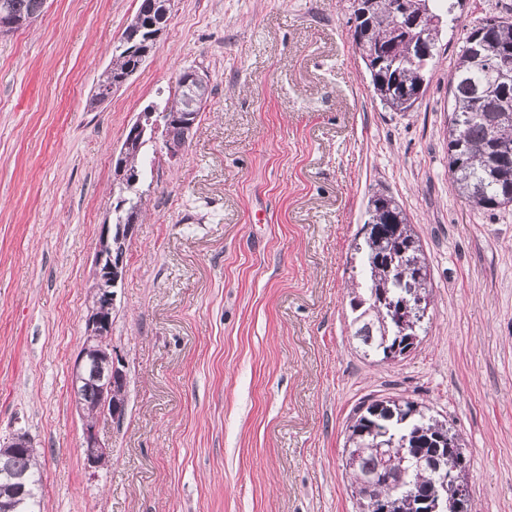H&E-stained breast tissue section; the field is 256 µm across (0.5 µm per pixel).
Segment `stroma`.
Wrapping results in <instances>:
<instances>
[{"instance_id": "35a3bbf8", "label": "stroma", "mask_w": 512, "mask_h": 512, "mask_svg": "<svg viewBox=\"0 0 512 512\" xmlns=\"http://www.w3.org/2000/svg\"><path fill=\"white\" fill-rule=\"evenodd\" d=\"M352 0H176L142 67L87 98L139 0H47L0 35V440L28 433L43 512H358L346 428L407 398L462 439L472 512H512V207L477 213L448 176V77L466 25L512 0H460L413 112L385 110L352 43ZM212 94L175 165L156 160L116 289L121 422L88 467L79 353L113 152L179 73ZM406 210L429 319L393 362L363 355L348 287L370 195Z\"/></svg>"}]
</instances>
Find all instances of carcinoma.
<instances>
[{"mask_svg":"<svg viewBox=\"0 0 512 512\" xmlns=\"http://www.w3.org/2000/svg\"><path fill=\"white\" fill-rule=\"evenodd\" d=\"M393 0H376L364 19L353 10V37L363 41L370 54L363 59L374 92L383 108L392 112H408L414 102L410 97L426 84L428 66L390 65L387 57L404 59L414 49L415 34L405 30L404 19L392 14ZM44 12V0H0V15L9 21H21L29 26ZM151 17L135 12L122 32L123 47H114L112 61L89 99L92 108L100 104L99 96L112 90V84L139 58L152 50L148 40ZM481 37L491 41L499 51L512 57V22L488 27L477 19L466 30L463 40ZM376 54H371V51ZM494 76L487 65L461 48L454 72L448 81L450 109L448 127V174L457 194L475 211H496L512 206L493 177L496 147L512 148V117L498 112L499 97L504 92L492 87ZM190 91L176 88L168 94L163 109L154 120L161 128L162 148L171 153L186 151L182 132L172 121L174 115L188 111ZM153 140L147 134L135 140L123 158L126 170L137 176L145 170L146 145ZM118 202L112 212V223L127 224L141 220L142 200L118 189ZM368 219L361 228L363 242L354 251L361 255L362 289H350L352 310H360L354 338L380 359L395 346L400 351L417 343L422 328L421 318L413 314L402 323H393V316L411 290L430 295V270L420 237L406 212L390 195L377 191L367 202ZM76 402L84 409L86 421L93 423L104 414L99 408L100 393L94 385H82L73 390ZM448 424L425 413V406L404 398H383L361 403L352 423L347 427L344 448L353 454L348 467L352 496L358 502L383 501L388 512H432L435 508L433 477L430 471L414 465L411 453L431 441L443 442L448 456L458 451V445L448 444ZM11 472H24L30 480L39 482V464L34 453L18 454L11 448H0V495L8 500L19 489L8 480ZM407 482L417 488L415 495L396 490L398 483ZM448 512H470L465 491L448 483Z\"/></svg>","mask_w":512,"mask_h":512,"instance_id":"1","label":"carcinoma"}]
</instances>
